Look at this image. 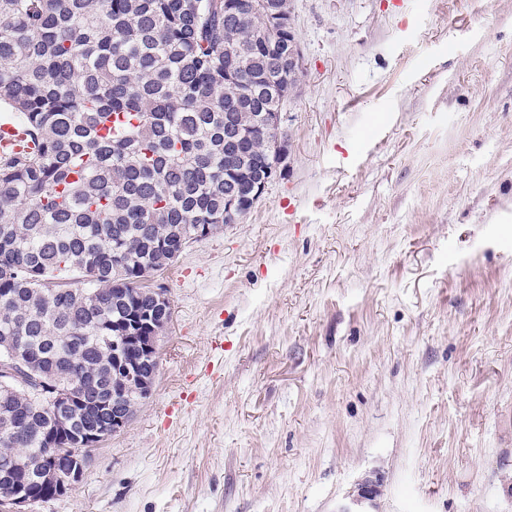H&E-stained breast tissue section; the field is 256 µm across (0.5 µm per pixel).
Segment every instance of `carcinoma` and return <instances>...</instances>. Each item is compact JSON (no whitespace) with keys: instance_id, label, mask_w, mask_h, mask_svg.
I'll return each mask as SVG.
<instances>
[{"instance_id":"carcinoma-1","label":"carcinoma","mask_w":512,"mask_h":512,"mask_svg":"<svg viewBox=\"0 0 512 512\" xmlns=\"http://www.w3.org/2000/svg\"><path fill=\"white\" fill-rule=\"evenodd\" d=\"M254 3L0 0V106L36 144L0 154V499L42 492L29 459L88 457L121 384L112 338L154 308L142 281L199 225L223 229L224 172L256 174L295 37L256 30ZM226 112L250 135L238 151Z\"/></svg>"}]
</instances>
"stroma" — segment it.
<instances>
[{
  "instance_id": "obj_1",
  "label": "stroma",
  "mask_w": 512,
  "mask_h": 512,
  "mask_svg": "<svg viewBox=\"0 0 512 512\" xmlns=\"http://www.w3.org/2000/svg\"><path fill=\"white\" fill-rule=\"evenodd\" d=\"M288 156L151 286V391L31 512H512V0H291Z\"/></svg>"
}]
</instances>
